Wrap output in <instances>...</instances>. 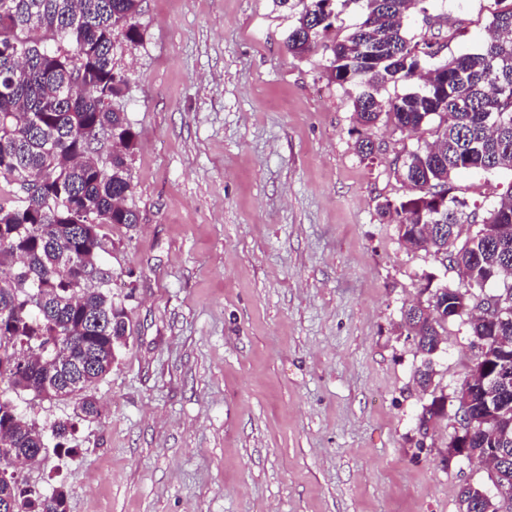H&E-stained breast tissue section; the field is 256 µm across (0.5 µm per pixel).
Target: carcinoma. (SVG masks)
<instances>
[{
	"label": "carcinoma",
	"mask_w": 512,
	"mask_h": 512,
	"mask_svg": "<svg viewBox=\"0 0 512 512\" xmlns=\"http://www.w3.org/2000/svg\"><path fill=\"white\" fill-rule=\"evenodd\" d=\"M141 0H0V512H67L68 490L47 494L25 486L20 473L51 431L64 445L68 419L38 426L12 394L39 390L51 376L69 393L74 415L101 418L97 383L112 370L126 335L127 310L112 300V277L79 280L80 268L102 267L101 229L138 223L128 204L134 192L131 157L136 134L120 106L129 81L115 63L121 44L140 43ZM294 12L286 47L303 58L317 48L329 57L328 76L349 91L359 126L356 151L374 154L371 132L379 124L416 132L431 124L432 141L409 151L400 178L411 194L378 206L410 248L436 257L448 250L468 272L467 287L442 286L425 303L403 313L401 327L423 356L414 380L422 392L432 383V356L444 341L447 319L439 308L453 299L467 315L471 336H486L512 357V320L496 326L470 316L473 288L489 275L504 280L512 297V182L484 215L456 195L461 170H512V0H498L481 50L438 56V35L410 36L405 18L424 12V0H359L361 19L338 35V6L348 0H279ZM421 83L395 97L390 83ZM106 155V161L100 156ZM448 208L431 217L435 197ZM479 230L457 243L461 227ZM447 397L432 395L418 419L425 438L447 416ZM508 430L472 447L512 449V413L487 425Z\"/></svg>",
	"instance_id": "obj_1"
}]
</instances>
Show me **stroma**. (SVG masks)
I'll use <instances>...</instances> for the list:
<instances>
[{
  "instance_id": "obj_1",
  "label": "stroma",
  "mask_w": 512,
  "mask_h": 512,
  "mask_svg": "<svg viewBox=\"0 0 512 512\" xmlns=\"http://www.w3.org/2000/svg\"><path fill=\"white\" fill-rule=\"evenodd\" d=\"M425 7L456 26V55L497 4ZM138 23L115 61L139 222L102 229L130 335L95 388L101 419H75V453L47 448L25 481L65 486L68 512H458L462 485H493L442 462L473 339L449 321L432 380L448 415L420 450L422 356L400 324L425 275L464 281L377 215L429 128H374L357 154L348 93L323 50L288 53L277 0H141ZM454 183L482 211L512 172Z\"/></svg>"
}]
</instances>
